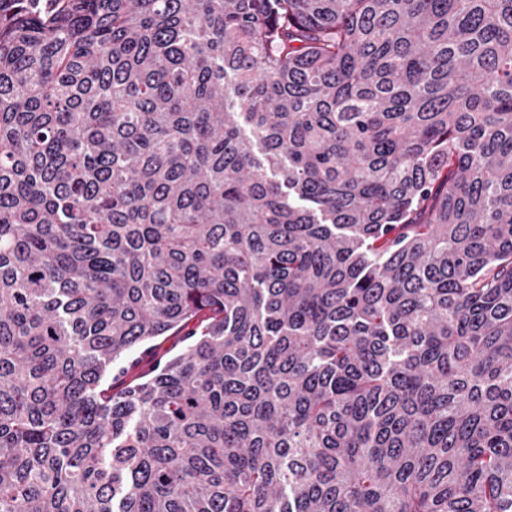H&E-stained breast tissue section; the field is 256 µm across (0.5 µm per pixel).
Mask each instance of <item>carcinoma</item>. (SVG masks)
I'll return each mask as SVG.
<instances>
[{
	"mask_svg": "<svg viewBox=\"0 0 512 512\" xmlns=\"http://www.w3.org/2000/svg\"><path fill=\"white\" fill-rule=\"evenodd\" d=\"M0 512H512V0H0Z\"/></svg>",
	"mask_w": 512,
	"mask_h": 512,
	"instance_id": "1",
	"label": "carcinoma"
}]
</instances>
